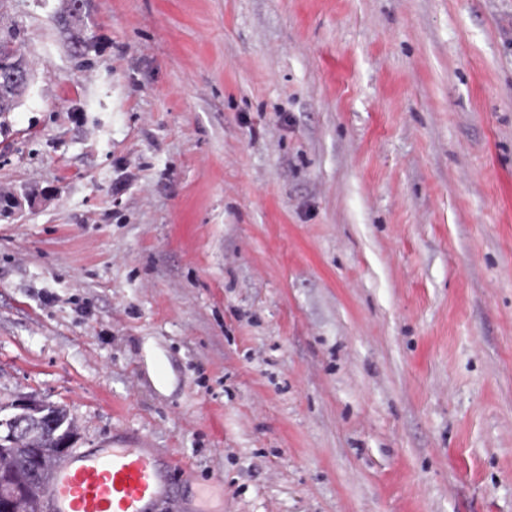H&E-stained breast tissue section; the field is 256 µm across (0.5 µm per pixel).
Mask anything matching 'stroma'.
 I'll use <instances>...</instances> for the list:
<instances>
[{
  "instance_id": "35a3bbf8",
  "label": "stroma",
  "mask_w": 512,
  "mask_h": 512,
  "mask_svg": "<svg viewBox=\"0 0 512 512\" xmlns=\"http://www.w3.org/2000/svg\"><path fill=\"white\" fill-rule=\"evenodd\" d=\"M0 8V401L211 512H512V0ZM34 78L32 70L25 67L0 64V84L28 91Z\"/></svg>"
}]
</instances>
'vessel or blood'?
I'll return each mask as SVG.
<instances>
[{"instance_id":"vessel-or-blood-1","label":"vessel or blood","mask_w":512,"mask_h":512,"mask_svg":"<svg viewBox=\"0 0 512 512\" xmlns=\"http://www.w3.org/2000/svg\"><path fill=\"white\" fill-rule=\"evenodd\" d=\"M173 464L154 449L115 443L59 462L46 489V512H202L172 482Z\"/></svg>"}]
</instances>
